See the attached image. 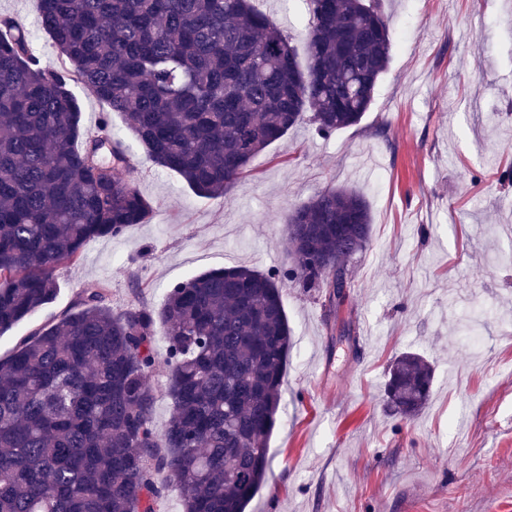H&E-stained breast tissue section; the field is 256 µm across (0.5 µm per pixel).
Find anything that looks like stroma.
<instances>
[{"label":"stroma","mask_w":512,"mask_h":512,"mask_svg":"<svg viewBox=\"0 0 512 512\" xmlns=\"http://www.w3.org/2000/svg\"><path fill=\"white\" fill-rule=\"evenodd\" d=\"M255 6L306 61L304 0ZM379 8L394 45L361 122L328 138L295 126L221 199L155 166L120 113L73 85L84 132L109 117L154 216L59 266L55 301L0 334V358L90 282L106 284L112 308L156 311L172 284L211 269H288L286 215L347 188L369 205L371 244L350 266L337 321L323 292L282 284L293 346L270 471L247 512H512V183L499 179L512 169V0ZM4 15L56 59L37 0H0ZM408 350L435 369L413 420L383 401L388 368Z\"/></svg>","instance_id":"35a3bbf8"}]
</instances>
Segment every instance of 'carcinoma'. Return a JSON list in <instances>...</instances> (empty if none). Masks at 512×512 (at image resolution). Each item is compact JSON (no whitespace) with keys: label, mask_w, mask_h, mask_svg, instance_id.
I'll return each instance as SVG.
<instances>
[{"label":"carcinoma","mask_w":512,"mask_h":512,"mask_svg":"<svg viewBox=\"0 0 512 512\" xmlns=\"http://www.w3.org/2000/svg\"><path fill=\"white\" fill-rule=\"evenodd\" d=\"M305 5L303 70L252 0H38L59 66L0 17V333L53 302L56 268L88 242L154 213L109 119L84 134L71 84L121 113L156 166L208 199L293 127L329 137L361 121L388 68L390 28L375 0ZM286 224L283 272L214 269L172 285L157 312L114 310L91 282L0 359V512H158L160 470L183 512H245L266 481L292 346L281 282L325 286L333 308L325 268L348 269L371 241L368 204L344 188L317 193ZM158 326L172 408L161 434L149 385ZM433 380L421 354L401 353L387 406L415 418Z\"/></svg>","instance_id":"carcinoma-1"}]
</instances>
